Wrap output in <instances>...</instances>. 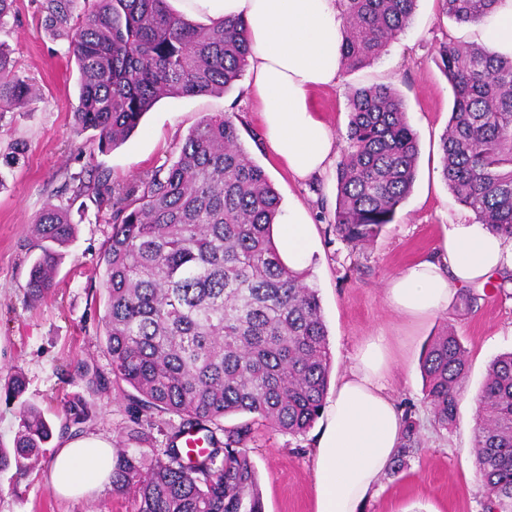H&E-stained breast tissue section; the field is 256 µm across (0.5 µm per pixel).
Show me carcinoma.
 <instances>
[{
    "instance_id": "obj_1",
    "label": "carcinoma",
    "mask_w": 512,
    "mask_h": 512,
    "mask_svg": "<svg viewBox=\"0 0 512 512\" xmlns=\"http://www.w3.org/2000/svg\"><path fill=\"white\" fill-rule=\"evenodd\" d=\"M418 0H342V68L355 70L386 51L409 26ZM443 16L477 24L496 0H437ZM48 28L68 41L79 71L74 134L93 131L103 153L125 142L159 100L225 93L248 65L245 23H193L167 0H41ZM453 94L441 138L442 171L475 220L512 238V57L480 44L442 43L435 57ZM38 96L0 43V118ZM347 148L336 169L333 227L353 248L393 223L417 173L418 143L404 100L388 84L351 90ZM26 153L0 151V187ZM69 201L88 197L112 234L101 253V325L112 379L87 366L98 390L125 382L136 422L153 411L181 417L165 448L121 449L111 491L132 492V512H264L246 443L254 426L291 435L313 427L324 406L332 354L309 269L285 266L273 241L281 197L243 148L230 112L203 117L163 163L126 186L88 168L69 177ZM39 253L26 288L39 300L55 287L58 248L75 237L70 206L49 204L32 221ZM425 400L443 428L456 419L466 350L451 328L434 337L421 362ZM474 448L486 512H512V352L489 365L479 393ZM234 414L251 419L224 431ZM82 402L68 425L87 420ZM188 430L208 447L178 446ZM52 438L39 409L20 412L0 470L34 462ZM416 452L407 427L392 470Z\"/></svg>"
}]
</instances>
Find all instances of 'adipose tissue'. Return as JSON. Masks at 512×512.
<instances>
[{
    "label": "adipose tissue",
    "instance_id": "1",
    "mask_svg": "<svg viewBox=\"0 0 512 512\" xmlns=\"http://www.w3.org/2000/svg\"><path fill=\"white\" fill-rule=\"evenodd\" d=\"M187 16L207 22L240 19L252 53V94L274 156L300 179L322 173L336 155L329 126L309 94L339 81L344 40L340 0H180ZM475 38L512 56V0H496ZM307 210H282L274 226L281 260L302 269L317 244ZM512 273V238L468 219L449 224L436 261L392 275L385 297L394 309L420 318L447 309L460 288L495 273ZM382 343H368L336 387L313 450L315 512H359L401 446L403 422L382 383ZM113 450L103 439H65L51 458L52 490L67 498L101 495L110 485Z\"/></svg>",
    "mask_w": 512,
    "mask_h": 512
}]
</instances>
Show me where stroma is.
<instances>
[{
  "label": "stroma",
  "instance_id": "35a3bbf8",
  "mask_svg": "<svg viewBox=\"0 0 512 512\" xmlns=\"http://www.w3.org/2000/svg\"><path fill=\"white\" fill-rule=\"evenodd\" d=\"M472 41L470 27L441 17L436 0H419L409 27L372 64L342 73L336 86L313 93L315 109L330 126L338 149H345L350 87L390 84L402 96L419 144L416 182L393 224L369 246L351 248L330 229L321 208L334 202V169L306 180L294 178L270 152L264 126L247 79L221 95L161 100L120 147L90 154L74 136L73 109L78 70L67 55L66 40L53 37L39 0H15L14 12L0 29L20 73L40 90L27 111L0 119V148L14 140L27 144L25 159L0 188V448H12L23 405L39 407L52 427L38 464L27 471H0V512H131L127 495L104 492L68 500L53 493L47 479L51 455L66 436L65 409L86 402L90 419L84 436H96L113 449H136L126 383L99 393L77 371L85 363L111 376L110 358L99 317V264L112 227L87 205L74 242L62 251L56 286L33 300L25 284L37 251L30 223L46 204L68 201L63 188L70 174L95 165L113 182L127 184L164 161L176 160L177 146L203 117L235 113L240 141L267 173L282 205L300 204L309 212L319 249L309 260L328 329L332 380L352 367L360 349L382 340L390 360L386 390L403 420L413 425L418 449L398 473H386L361 512H483L484 492L473 448L475 399L490 362L512 351V294L474 287L472 307L454 301L448 310L414 319L385 299L389 276L434 256L448 224L466 214L442 175L441 137L452 108V91L435 63L447 39ZM453 328L467 351L468 378L454 426L435 422L424 399L420 356L430 340ZM26 381L22 397L6 398L3 386L13 373ZM315 432L293 436L255 428L247 442L260 478L265 512H315L311 450Z\"/></svg>",
  "mask_w": 512,
  "mask_h": 512
}]
</instances>
